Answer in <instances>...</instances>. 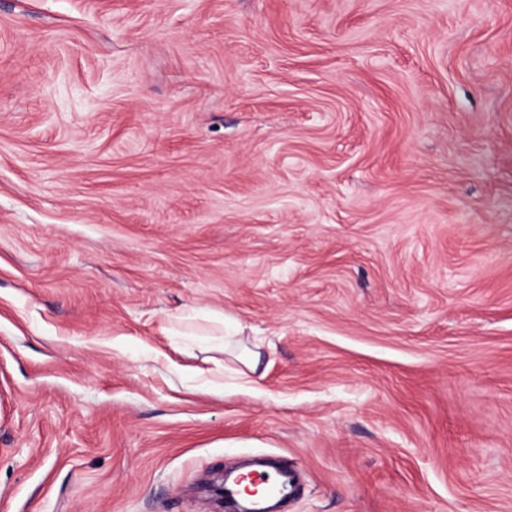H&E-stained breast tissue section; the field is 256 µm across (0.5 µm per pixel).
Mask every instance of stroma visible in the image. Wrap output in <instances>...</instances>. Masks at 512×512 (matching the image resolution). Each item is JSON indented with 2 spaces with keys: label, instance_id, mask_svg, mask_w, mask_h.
Instances as JSON below:
<instances>
[{
  "label": "stroma",
  "instance_id": "obj_1",
  "mask_svg": "<svg viewBox=\"0 0 512 512\" xmlns=\"http://www.w3.org/2000/svg\"><path fill=\"white\" fill-rule=\"evenodd\" d=\"M258 454L512 512V0H0V512Z\"/></svg>",
  "mask_w": 512,
  "mask_h": 512
}]
</instances>
